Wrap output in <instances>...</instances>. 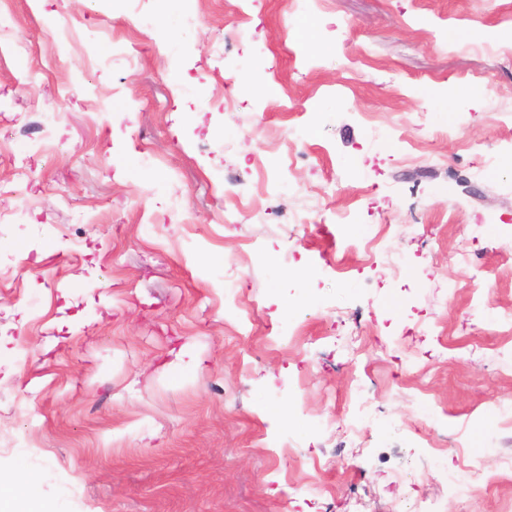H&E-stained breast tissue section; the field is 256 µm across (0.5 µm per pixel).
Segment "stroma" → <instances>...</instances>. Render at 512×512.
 <instances>
[{
  "label": "stroma",
  "mask_w": 512,
  "mask_h": 512,
  "mask_svg": "<svg viewBox=\"0 0 512 512\" xmlns=\"http://www.w3.org/2000/svg\"><path fill=\"white\" fill-rule=\"evenodd\" d=\"M0 31V471L57 512H512V0H6ZM467 466L494 485L455 495Z\"/></svg>",
  "instance_id": "35a3bbf8"
}]
</instances>
